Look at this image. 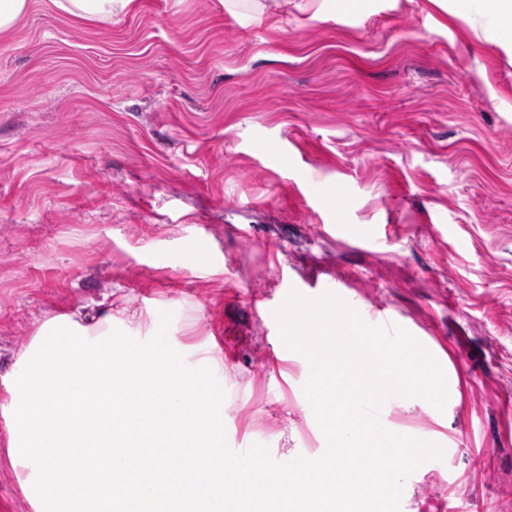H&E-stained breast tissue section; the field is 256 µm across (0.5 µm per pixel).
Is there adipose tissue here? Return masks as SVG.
Instances as JSON below:
<instances>
[{"mask_svg":"<svg viewBox=\"0 0 512 512\" xmlns=\"http://www.w3.org/2000/svg\"><path fill=\"white\" fill-rule=\"evenodd\" d=\"M488 6L512 47V0H456L469 17ZM126 309L100 303L46 317L0 381L6 461L33 512H386L406 491L399 474L433 452L385 430L375 408L423 405L439 425L459 396L444 363L422 344L392 343L351 314L299 308L288 333L317 360L308 395L326 446L285 467L262 450L224 458V351L212 339L175 344L150 322L125 333ZM364 396L369 412L354 402ZM180 479H167L171 470Z\"/></svg>","mask_w":512,"mask_h":512,"instance_id":"ef3b65f1","label":"adipose tissue"}]
</instances>
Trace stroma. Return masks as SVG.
Masks as SVG:
<instances>
[{"instance_id": "stroma-1", "label": "stroma", "mask_w": 512, "mask_h": 512, "mask_svg": "<svg viewBox=\"0 0 512 512\" xmlns=\"http://www.w3.org/2000/svg\"><path fill=\"white\" fill-rule=\"evenodd\" d=\"M28 0L0 34V377L43 316L103 299L224 350V445L321 448L279 361L286 290L422 342L458 381L390 512H512V51L431 0ZM330 224L392 225L362 243ZM136 0H51L58 10L88 19L105 20L115 10L127 11L134 8Z\"/></svg>"}]
</instances>
